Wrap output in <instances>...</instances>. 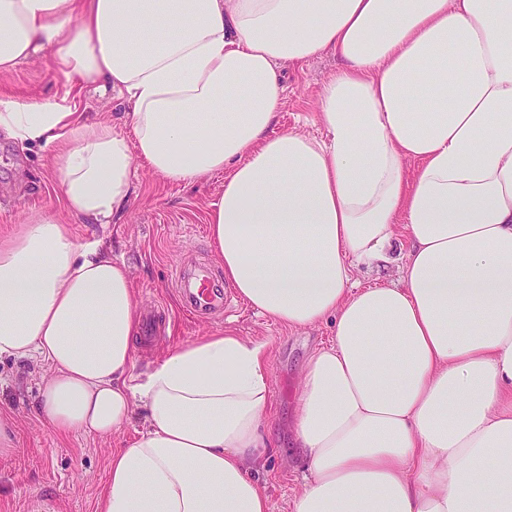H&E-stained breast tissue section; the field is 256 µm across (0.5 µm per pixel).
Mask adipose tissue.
<instances>
[{
	"instance_id": "ef3b65f1",
	"label": "adipose tissue",
	"mask_w": 512,
	"mask_h": 512,
	"mask_svg": "<svg viewBox=\"0 0 512 512\" xmlns=\"http://www.w3.org/2000/svg\"><path fill=\"white\" fill-rule=\"evenodd\" d=\"M47 53L130 109L0 100V130L52 149L62 206L0 239V356L49 367L55 431L115 440L97 512H272L263 346L204 336L135 377L128 268L70 230L128 211L138 160L225 173L226 283L335 326L299 381L293 512H512V0H0V73ZM325 53L323 137L273 132L282 65ZM395 262L398 285L358 284Z\"/></svg>"
}]
</instances>
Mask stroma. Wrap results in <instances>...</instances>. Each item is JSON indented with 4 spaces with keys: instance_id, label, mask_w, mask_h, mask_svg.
<instances>
[{
    "instance_id": "obj_1",
    "label": "stroma",
    "mask_w": 512,
    "mask_h": 512,
    "mask_svg": "<svg viewBox=\"0 0 512 512\" xmlns=\"http://www.w3.org/2000/svg\"><path fill=\"white\" fill-rule=\"evenodd\" d=\"M332 55L283 68L285 92L277 130L313 136L319 89L336 73ZM21 102L54 100L88 118L120 120L127 102L116 97L75 94L62 67L40 57L16 71L0 74V98ZM136 195L122 219L107 224L73 223L77 239H100L113 258L131 274L137 311L156 309L161 331L151 345L137 343L136 370L143 373L169 348L214 332L231 333L263 345L269 362L271 437L277 448L259 473L273 512H293L301 469L288 454V423L297 400L302 369L313 349L326 344L332 326L288 328L258 315L234 300L228 316L199 321L183 312L169 280L172 265L206 266L222 275L208 241L206 213L224 190L223 175L208 176L191 186L170 182L145 168L136 170ZM58 176L51 149L21 145L0 132V235L29 217L56 213ZM46 373L36 361L0 358V414L15 423L19 449L0 458V512H96L111 441L74 432L58 436L35 410L38 386Z\"/></svg>"
}]
</instances>
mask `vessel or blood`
Returning <instances> with one entry per match:
<instances>
[{"instance_id": "vessel-or-blood-1", "label": "vessel or blood", "mask_w": 512, "mask_h": 512, "mask_svg": "<svg viewBox=\"0 0 512 512\" xmlns=\"http://www.w3.org/2000/svg\"><path fill=\"white\" fill-rule=\"evenodd\" d=\"M170 280L178 288L185 310L196 319L210 320L223 315L228 291L223 281L214 279L206 267L190 274L182 266H172Z\"/></svg>"}]
</instances>
